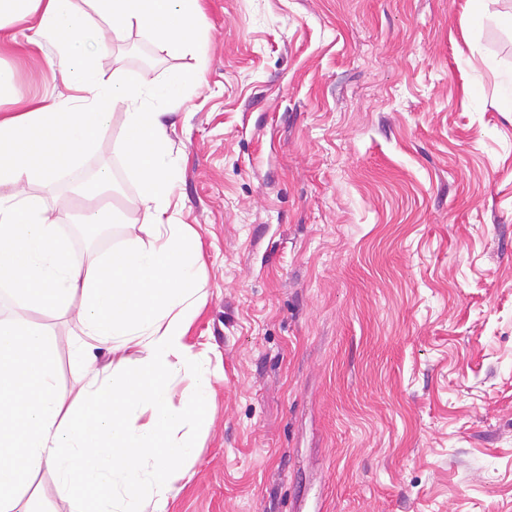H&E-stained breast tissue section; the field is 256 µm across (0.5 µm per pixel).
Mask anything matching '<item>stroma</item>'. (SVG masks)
<instances>
[{"mask_svg":"<svg viewBox=\"0 0 512 512\" xmlns=\"http://www.w3.org/2000/svg\"><path fill=\"white\" fill-rule=\"evenodd\" d=\"M203 6L198 52L130 35L107 59L132 81L206 68L168 135L214 397L169 512H512V0ZM28 34L0 38L5 116L65 90ZM121 136L117 113L52 204L69 228L118 215L73 239L86 259L134 232ZM105 169L112 194H77ZM30 319L70 390L78 304Z\"/></svg>","mask_w":512,"mask_h":512,"instance_id":"1","label":"stroma"}]
</instances>
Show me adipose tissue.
I'll use <instances>...</instances> for the list:
<instances>
[{
	"label": "adipose tissue",
	"mask_w": 512,
	"mask_h": 512,
	"mask_svg": "<svg viewBox=\"0 0 512 512\" xmlns=\"http://www.w3.org/2000/svg\"><path fill=\"white\" fill-rule=\"evenodd\" d=\"M201 0H0V30L28 24L30 46L50 50L77 97L45 98L0 119V291L15 301L0 320V512H16L35 475L49 472L70 512H167L172 472L195 454L184 428L212 397L207 361L186 342L203 301L202 243L168 215L175 191L167 116L205 82L203 70L164 85L104 79L105 38L134 33L171 56L190 53ZM123 110L127 165L142 220L112 254L76 257L48 206L60 172L94 148L108 107ZM64 125L56 148L21 135ZM82 300L83 372L57 387L56 346L30 311ZM191 387L180 399L171 388Z\"/></svg>",
	"instance_id": "adipose-tissue-1"
}]
</instances>
